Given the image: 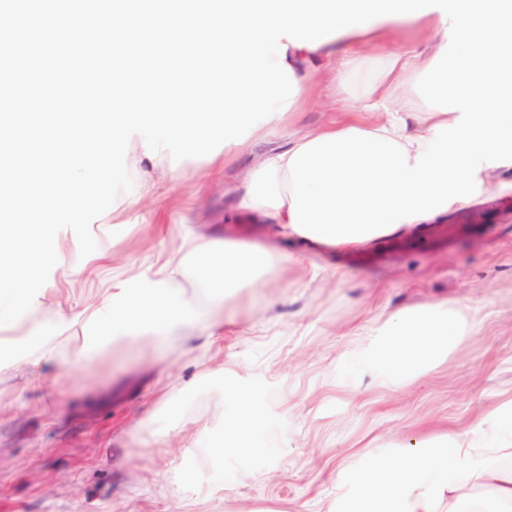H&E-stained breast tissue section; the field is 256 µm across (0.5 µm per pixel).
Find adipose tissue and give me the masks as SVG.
Returning <instances> with one entry per match:
<instances>
[{
    "mask_svg": "<svg viewBox=\"0 0 512 512\" xmlns=\"http://www.w3.org/2000/svg\"><path fill=\"white\" fill-rule=\"evenodd\" d=\"M443 30L442 15L433 11L407 20H381L365 29H352L321 42L316 48L288 45L284 62L290 66L299 89L330 60H338L336 78L340 84L357 83L365 97L382 99L398 96L400 108L381 121L348 118L306 132L295 138L289 149L253 168L237 187L238 207L262 222L276 225L282 236L294 235L291 224V190L285 187L290 172L287 163L293 153L311 140L356 128L393 140L407 147L409 155L425 151L439 124H451L457 112H441L419 104L413 84L417 74L431 63V56L386 55L381 77L361 66L358 47L381 45L401 26ZM197 257L196 272L208 284L224 289L257 282L272 266L274 257L259 245L232 244L215 247L183 239L156 270L152 280L141 287L124 289L123 299L107 314L86 313L84 319L62 321L67 330H77L79 352H87L117 332L148 330L170 337L178 327L191 323L197 310L184 301L176 282L183 277V254ZM391 332L377 357L400 374L420 375L447 358L467 334L461 312L430 310L403 311L390 318ZM512 456V398L499 401L462 433L437 440H419L393 458L372 457L360 470L351 472L353 494L337 492L322 512H468L471 489L490 493L493 512L512 508V468L501 466L500 458Z\"/></svg>",
    "mask_w": 512,
    "mask_h": 512,
    "instance_id": "obj_1",
    "label": "adipose tissue"
}]
</instances>
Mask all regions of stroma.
I'll return each instance as SVG.
<instances>
[{
    "label": "stroma",
    "instance_id": "obj_1",
    "mask_svg": "<svg viewBox=\"0 0 512 512\" xmlns=\"http://www.w3.org/2000/svg\"><path fill=\"white\" fill-rule=\"evenodd\" d=\"M391 108L326 75L230 157L127 151L132 191L93 222L88 256L72 230L57 234L33 312L107 309L112 289L153 278L184 235L260 244L282 262L215 312L186 273L178 286L202 319L164 343L118 334L78 360L69 332L41 323L33 363L0 370V512H311L362 454L460 432L512 394L511 167L468 202L359 247L313 249L237 209L234 187L293 137ZM450 307L471 332L448 360L417 376L369 363L391 315ZM229 382L261 418L252 447L219 459L236 414Z\"/></svg>",
    "mask_w": 512,
    "mask_h": 512
}]
</instances>
